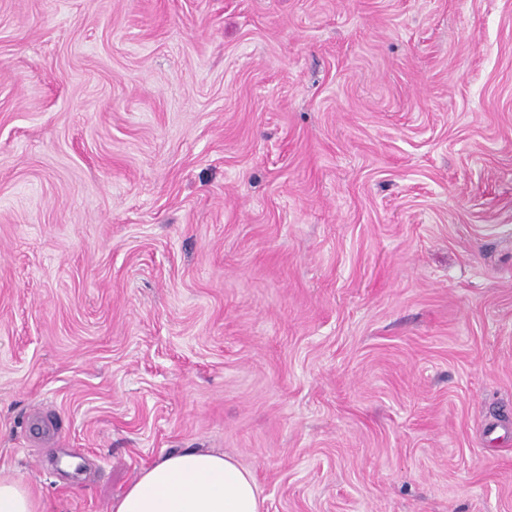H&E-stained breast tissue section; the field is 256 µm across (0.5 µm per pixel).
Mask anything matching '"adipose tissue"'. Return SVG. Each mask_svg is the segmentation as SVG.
Here are the masks:
<instances>
[{
	"label": "adipose tissue",
	"instance_id": "obj_1",
	"mask_svg": "<svg viewBox=\"0 0 512 512\" xmlns=\"http://www.w3.org/2000/svg\"><path fill=\"white\" fill-rule=\"evenodd\" d=\"M112 512H261L251 472L233 459L188 449L143 468Z\"/></svg>",
	"mask_w": 512,
	"mask_h": 512
}]
</instances>
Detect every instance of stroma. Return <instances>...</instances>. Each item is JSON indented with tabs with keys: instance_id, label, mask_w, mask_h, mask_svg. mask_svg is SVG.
Wrapping results in <instances>:
<instances>
[{
	"instance_id": "1",
	"label": "stroma",
	"mask_w": 512,
	"mask_h": 512,
	"mask_svg": "<svg viewBox=\"0 0 512 512\" xmlns=\"http://www.w3.org/2000/svg\"><path fill=\"white\" fill-rule=\"evenodd\" d=\"M183 448L512 512V0H0V475Z\"/></svg>"
}]
</instances>
